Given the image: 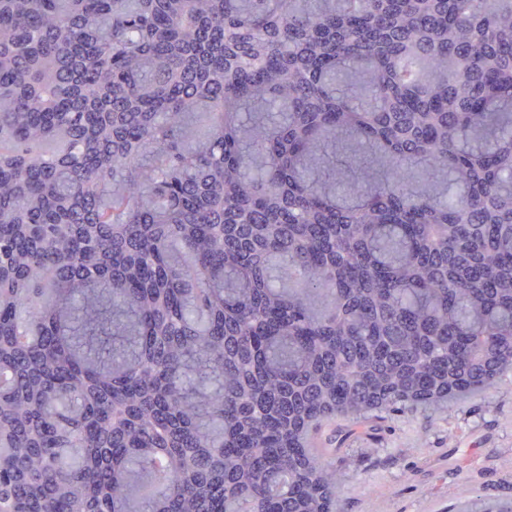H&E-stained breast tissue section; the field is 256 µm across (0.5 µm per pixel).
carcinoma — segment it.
I'll use <instances>...</instances> for the list:
<instances>
[{
  "label": "carcinoma",
  "mask_w": 512,
  "mask_h": 512,
  "mask_svg": "<svg viewBox=\"0 0 512 512\" xmlns=\"http://www.w3.org/2000/svg\"><path fill=\"white\" fill-rule=\"evenodd\" d=\"M511 369L512 0H0V512H339Z\"/></svg>",
  "instance_id": "carcinoma-1"
}]
</instances>
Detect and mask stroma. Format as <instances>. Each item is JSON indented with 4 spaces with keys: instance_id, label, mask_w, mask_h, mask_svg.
I'll return each mask as SVG.
<instances>
[{
    "instance_id": "1",
    "label": "stroma",
    "mask_w": 512,
    "mask_h": 512,
    "mask_svg": "<svg viewBox=\"0 0 512 512\" xmlns=\"http://www.w3.org/2000/svg\"><path fill=\"white\" fill-rule=\"evenodd\" d=\"M471 449L485 464L463 478L448 459ZM313 450L335 463L342 512H452L474 500H512V376L438 410L328 422Z\"/></svg>"
}]
</instances>
